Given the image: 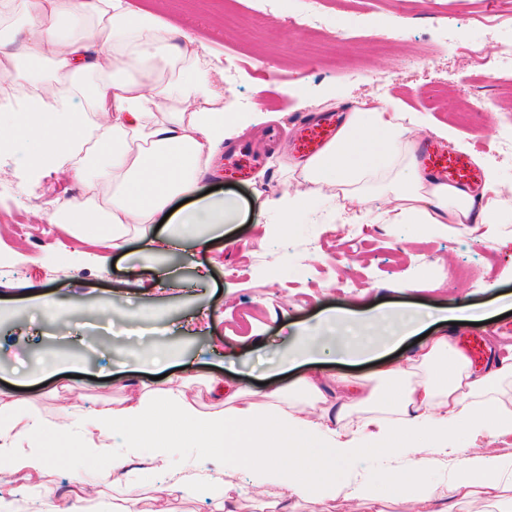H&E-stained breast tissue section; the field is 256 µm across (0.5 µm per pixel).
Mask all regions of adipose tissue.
<instances>
[{
	"label": "adipose tissue",
	"instance_id": "adipose-tissue-1",
	"mask_svg": "<svg viewBox=\"0 0 512 512\" xmlns=\"http://www.w3.org/2000/svg\"><path fill=\"white\" fill-rule=\"evenodd\" d=\"M0 151L18 154L17 178L37 186L51 172L66 174L83 197L58 205L51 223L90 224L97 237L119 248L128 236L143 255L182 243L206 249L225 225L236 223L241 205L231 197L204 196L212 158L242 128V113L224 109V69L208 47L155 13L131 11L123 0H0ZM416 120L395 101H362L350 110L333 141L301 166L295 189L278 200L281 221L295 223L314 197L334 191L347 223H367L372 192L384 193L397 224H496L501 185L487 170L481 193L449 185L429 174L417 158ZM167 232L156 237L159 216ZM327 320L353 333L373 327L394 349L416 337L422 315L409 311L391 329L380 311L337 312ZM326 337L295 341L280 371L302 368L295 380L318 409L294 402L284 388L239 389L223 409L204 411L182 391L162 397L141 392L104 402L83 415L87 460L112 462L114 484L129 495L125 512H145L135 497L140 477L129 455L148 449L151 470L166 482L163 499H211L213 512H235L234 475L245 472L272 487L271 512H296L300 502L339 497L377 505L411 497L418 512H453L478 500L485 512H512V345L496 344L488 366L430 336L406 355L367 376L318 370ZM178 419L176 436L159 435ZM70 424L0 401V473L21 476L32 501L48 512H65L52 501L51 462L35 440L67 435ZM456 449L448 487L428 483L424 471ZM490 438L483 453L478 442ZM379 453L391 466L377 479L357 467Z\"/></svg>",
	"mask_w": 512,
	"mask_h": 512
}]
</instances>
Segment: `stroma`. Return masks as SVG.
Wrapping results in <instances>:
<instances>
[{"mask_svg": "<svg viewBox=\"0 0 512 512\" xmlns=\"http://www.w3.org/2000/svg\"><path fill=\"white\" fill-rule=\"evenodd\" d=\"M151 8L219 54L224 107L247 113L233 137L246 144L251 177L234 169L215 175L219 195L236 197L242 213L208 251L186 248L145 257L138 240L90 260L89 243L49 214L58 199L81 196L65 175L21 189L15 158L0 156V222L21 218L34 235H0V393L48 416L122 398L126 372L140 346L159 363L138 374L152 389H183L203 410L223 404L210 381L242 390L259 382L294 381L295 372L268 377L300 330L315 332L327 308L395 303L481 309L483 325H452L450 342L465 339L481 366L493 342H512V221L501 224L388 223L389 205H371L369 223L337 237L333 202L321 197L306 218L283 228L276 204L306 149L292 135L314 113L348 112L366 99L397 100L424 120L418 140L497 171L512 185V0H127ZM319 7L321 25L303 28ZM403 19L401 33L392 25ZM448 125L452 140L429 127ZM56 307L47 316L36 296ZM262 342L245 348L242 337ZM192 376L190 385L182 377ZM80 425L47 441L56 504H75L81 476L95 480L89 507L112 506L110 461L78 453Z\"/></svg>", "mask_w": 512, "mask_h": 512, "instance_id": "1", "label": "stroma"}]
</instances>
